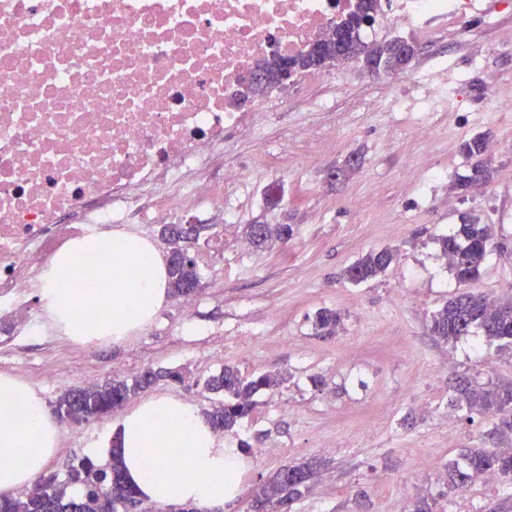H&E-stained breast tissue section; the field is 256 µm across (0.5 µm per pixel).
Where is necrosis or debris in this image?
<instances>
[{"label": "necrosis or debris", "instance_id": "necrosis-or-debris-1", "mask_svg": "<svg viewBox=\"0 0 512 512\" xmlns=\"http://www.w3.org/2000/svg\"><path fill=\"white\" fill-rule=\"evenodd\" d=\"M356 0H0V322L73 237L141 217L170 223L250 168L224 133L259 139L267 110L229 105L236 78L295 54ZM481 0H389L382 21L465 32ZM224 163H241L251 158L255 146L252 142L239 138L234 133L225 132Z\"/></svg>", "mask_w": 512, "mask_h": 512}]
</instances>
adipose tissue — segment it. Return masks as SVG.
Returning a JSON list of instances; mask_svg holds the SVG:
<instances>
[{
  "label": "adipose tissue",
  "mask_w": 512,
  "mask_h": 512,
  "mask_svg": "<svg viewBox=\"0 0 512 512\" xmlns=\"http://www.w3.org/2000/svg\"><path fill=\"white\" fill-rule=\"evenodd\" d=\"M87 256L99 264L83 274L79 262ZM167 283V267L152 242L101 233L68 241L44 270L38 296L69 339L119 343L152 322L168 299ZM120 432L128 480L147 502L216 512L242 489L245 455L225 447L185 400L147 397L123 415ZM56 446V422L36 388L0 375V494L33 487Z\"/></svg>",
  "instance_id": "ef3b65f1"
}]
</instances>
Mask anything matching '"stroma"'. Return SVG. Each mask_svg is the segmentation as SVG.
<instances>
[{"label": "stroma", "mask_w": 512, "mask_h": 512, "mask_svg": "<svg viewBox=\"0 0 512 512\" xmlns=\"http://www.w3.org/2000/svg\"><path fill=\"white\" fill-rule=\"evenodd\" d=\"M494 23L476 19L465 38L455 31L416 39L417 54L396 75L374 76L362 62L331 67L335 82L313 87L304 100H288L267 131L270 166L254 183L225 193L213 209L202 242L193 248L201 269L199 292L184 320L171 299L143 330L122 343H76L48 315L38 331L24 333L0 354V375L34 385L47 408L86 373L98 380L130 379L147 368L182 369L184 382L161 380L149 394H171L212 409L203 387L224 366L243 376L281 373L278 389L259 394L227 447L248 442L261 449L243 476L242 491L224 512H251L260 479L291 462L324 467L292 512H406L424 499L433 512H474L504 498L501 482L477 481L463 489L448 483L449 464L469 448L512 447L494 417L452 406L457 384L512 383V353L489 344L481 332L446 343L432 336L431 315L456 281L436 242L463 218L493 225L505 247L493 251L470 288L479 294L512 293V153L491 154L492 178L462 194L458 182L472 162L459 146L484 133L512 139V114L488 111L489 86L512 87V0H482ZM481 68H471L473 51ZM449 72L466 76L460 109L429 113L434 129L422 141L405 113ZM319 133L312 153L293 147V131ZM361 165L347 169L351 154ZM341 169L339 180L326 173ZM446 171L443 179L434 178ZM421 188H413V180ZM234 210L233 235L219 236L224 208ZM253 224H288L289 239L238 250ZM395 257L378 279L353 286L345 271L369 250ZM341 312L335 335H317L315 312ZM120 416L58 424V447L48 471L65 475L76 459L100 458Z\"/></svg>", "instance_id": "1"}]
</instances>
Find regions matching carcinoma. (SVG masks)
<instances>
[{"instance_id":"1","label":"carcinoma","mask_w":512,"mask_h":512,"mask_svg":"<svg viewBox=\"0 0 512 512\" xmlns=\"http://www.w3.org/2000/svg\"><path fill=\"white\" fill-rule=\"evenodd\" d=\"M336 48H344L346 55L334 64L350 60H366L368 44L361 38V29L337 25L334 29ZM380 54L386 57L390 67L396 69L406 64L398 53V41L384 44ZM295 74L322 68L320 61L305 51L288 57ZM488 138L478 134L460 145L462 154L474 160L471 175L459 183L468 188L477 180L476 188L488 184L491 169L486 165ZM293 229L289 224L273 227L269 224L250 227V239L255 245H263L273 237L288 238ZM162 237L172 246L183 242H198L186 235L183 224H166ZM456 280L457 289L451 297L436 309L431 317L430 330L440 340L450 343L469 335L473 329L483 331L490 341L502 349L512 350V298L490 299L473 294L464 286L479 276L488 255L500 244L495 242L493 226L472 218L451 228L437 238ZM188 262L168 264V289L173 298L187 295V284L192 278H201L195 254L183 249ZM394 259L389 248L372 249L354 261L345 271V277L353 285H360L380 277ZM342 323L340 313L321 308L313 319V328L320 336L337 333ZM187 372L148 369L130 380H109L86 385H74L67 389L56 402L55 410L60 418L73 423H89L119 410L133 395L144 390L160 378L181 381ZM286 378L278 373L262 374L247 379L238 370L225 366L204 380V389L219 396L209 413V421L217 432H233L239 422L254 406V396L261 390L279 388ZM451 403L466 412L500 416L505 427L512 431V384L484 387L466 382L456 389ZM321 462L311 460L280 468L262 481L254 491L253 507L256 512H270L279 504L282 483L289 481L293 488L290 495L298 500L310 489L311 481L318 475ZM498 477L512 499V448H472L462 455V463L450 467V479L457 489L467 487L478 477ZM136 493L127 484L123 473L120 436L112 437L108 459L99 462L84 457L71 464L65 477L50 473L32 489L19 491L10 496H0V512H129L135 506Z\"/></svg>"}]
</instances>
